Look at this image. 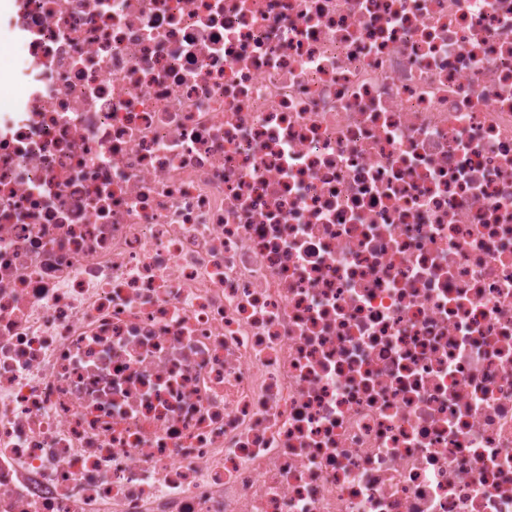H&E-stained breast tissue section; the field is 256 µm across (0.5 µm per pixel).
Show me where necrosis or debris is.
<instances>
[{"instance_id":"1","label":"necrosis or debris","mask_w":512,"mask_h":512,"mask_svg":"<svg viewBox=\"0 0 512 512\" xmlns=\"http://www.w3.org/2000/svg\"><path fill=\"white\" fill-rule=\"evenodd\" d=\"M0 32V512H512V0Z\"/></svg>"}]
</instances>
